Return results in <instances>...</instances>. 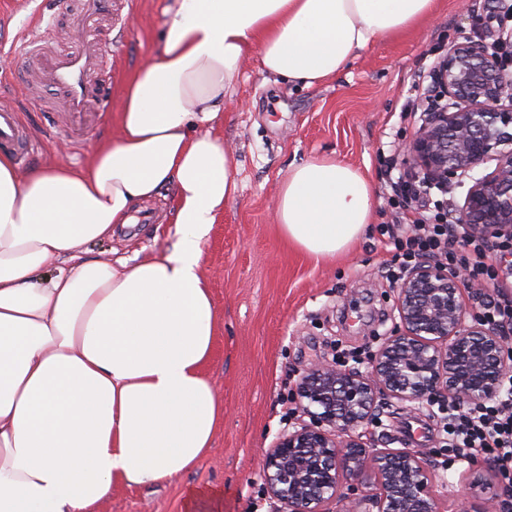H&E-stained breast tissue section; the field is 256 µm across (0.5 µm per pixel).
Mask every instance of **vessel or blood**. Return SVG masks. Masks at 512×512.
I'll use <instances>...</instances> for the list:
<instances>
[{"label":"vessel or blood","mask_w":512,"mask_h":512,"mask_svg":"<svg viewBox=\"0 0 512 512\" xmlns=\"http://www.w3.org/2000/svg\"><path fill=\"white\" fill-rule=\"evenodd\" d=\"M112 0H77L70 9V22L84 29L99 16L111 13ZM55 29L28 42L24 54L25 72L48 82L66 99L65 111L69 127L87 128L94 120L91 106H102L104 97L101 85L93 75L99 70L103 58L102 41L88 40L76 49L64 51L50 49V42L56 41ZM7 150L15 156H28L34 151V144L23 135V127L14 109L0 107V151Z\"/></svg>","instance_id":"vessel-or-blood-1"}]
</instances>
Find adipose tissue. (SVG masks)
I'll list each match as a JSON object with an SVG mask.
<instances>
[{
  "label": "adipose tissue",
  "mask_w": 512,
  "mask_h": 512,
  "mask_svg": "<svg viewBox=\"0 0 512 512\" xmlns=\"http://www.w3.org/2000/svg\"><path fill=\"white\" fill-rule=\"evenodd\" d=\"M438 0H172L160 49L126 83L117 132L87 165L18 172L0 154V512H99L120 487L180 478L212 449L224 404L207 374L216 305L202 243L237 184L215 135L249 55L305 88ZM176 189L169 254L130 263L92 242ZM373 189L333 156L278 191L286 241L316 259L371 222Z\"/></svg>",
  "instance_id": "adipose-tissue-1"
}]
</instances>
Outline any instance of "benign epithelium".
<instances>
[{
	"label": "benign epithelium",
	"mask_w": 512,
	"mask_h": 512,
	"mask_svg": "<svg viewBox=\"0 0 512 512\" xmlns=\"http://www.w3.org/2000/svg\"><path fill=\"white\" fill-rule=\"evenodd\" d=\"M512 32L497 45L466 37L434 66L432 98L416 135L404 145L416 184L448 188L488 162L494 169L469 186L458 210L467 235L492 251L512 238ZM399 322L371 352L368 367L316 362L295 389L299 418L262 455L266 496L288 512H442L430 456L379 447L365 429L381 424L380 407L407 410L453 399L495 397L512 371V332L489 326L474 301L485 285L424 258L396 289ZM495 465L471 461L465 489L475 512H502L492 487ZM369 484V490L357 493Z\"/></svg>",
	"instance_id": "7a95c632"
}]
</instances>
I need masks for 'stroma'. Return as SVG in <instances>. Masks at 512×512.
<instances>
[{"label": "stroma", "mask_w": 512, "mask_h": 512, "mask_svg": "<svg viewBox=\"0 0 512 512\" xmlns=\"http://www.w3.org/2000/svg\"><path fill=\"white\" fill-rule=\"evenodd\" d=\"M54 0H0V103L20 114L37 144L29 166H84L98 144L111 138L126 80L161 45L169 0H131L111 22L90 27L104 43L99 72L110 100L91 130L62 134L49 86L23 79L22 43L38 15ZM512 30V0H439L425 26L407 35L373 41L349 67L320 87L304 89L268 80L249 57L224 96V119L215 134L232 154L237 191L203 243L202 271L218 312V330L207 373L224 400V425L212 452L190 472L158 488H119L100 512H183L187 488L224 492L221 512H272L263 492L259 461L293 422L286 398L303 371L332 360L336 350L369 356L393 326L396 286L383 267L395 248L382 236L392 223L391 188L409 169L400 146L416 133L423 91L449 46L463 37L492 42ZM332 155L359 168L374 190L372 221L347 251L315 260L288 247L276 220L277 196L293 165ZM152 222L117 227L92 245L94 256L139 261L166 255L174 243L175 189L138 204ZM371 433L390 443L409 431L416 450L436 465L437 488L447 512H472L460 477L465 464L449 461L441 424L427 411H384Z\"/></svg>", "instance_id": "obj_1"}]
</instances>
